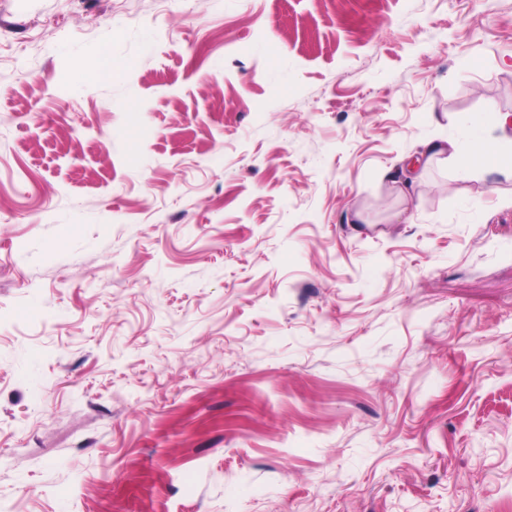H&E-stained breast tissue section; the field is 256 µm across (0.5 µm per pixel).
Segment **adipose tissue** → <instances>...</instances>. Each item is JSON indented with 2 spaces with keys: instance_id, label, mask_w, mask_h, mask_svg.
<instances>
[{
  "instance_id": "ef3b65f1",
  "label": "adipose tissue",
  "mask_w": 512,
  "mask_h": 512,
  "mask_svg": "<svg viewBox=\"0 0 512 512\" xmlns=\"http://www.w3.org/2000/svg\"><path fill=\"white\" fill-rule=\"evenodd\" d=\"M424 157H443L469 172L497 167L512 176V115L498 112L449 121L447 136L427 142Z\"/></svg>"
}]
</instances>
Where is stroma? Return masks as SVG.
I'll return each instance as SVG.
<instances>
[{"mask_svg":"<svg viewBox=\"0 0 512 512\" xmlns=\"http://www.w3.org/2000/svg\"><path fill=\"white\" fill-rule=\"evenodd\" d=\"M490 112L512 0H0V512H512ZM489 123L495 124L498 136L490 135ZM442 156L469 172L497 167L512 178V118L498 112L449 121L448 135L428 141L423 153L425 164Z\"/></svg>","mask_w":512,"mask_h":512,"instance_id":"1","label":"stroma"}]
</instances>
